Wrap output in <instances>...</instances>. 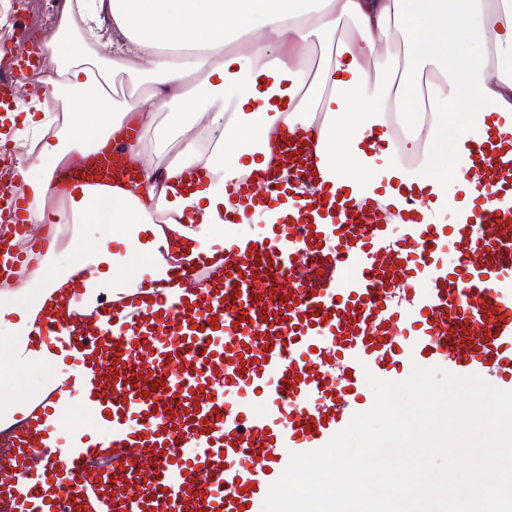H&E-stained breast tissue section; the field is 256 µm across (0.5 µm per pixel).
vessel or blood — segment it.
Here are the masks:
<instances>
[{
  "mask_svg": "<svg viewBox=\"0 0 512 512\" xmlns=\"http://www.w3.org/2000/svg\"><path fill=\"white\" fill-rule=\"evenodd\" d=\"M36 57L0 53V112ZM305 140L277 146L287 181L268 171L231 195L226 222L279 212L266 236L225 240L220 264L174 255L179 290L148 307L122 295L69 325L40 315L31 346L52 337L102 421L56 444L55 404L19 419L0 470L10 512H253L290 453L373 406L368 376L398 382L418 364L512 391V140L471 143L461 223H422L411 206L400 230L376 202L293 196L311 175ZM125 168L111 150L63 179L98 187ZM28 208L18 187L0 191V278L25 269Z\"/></svg>",
  "mask_w": 512,
  "mask_h": 512,
  "instance_id": "vessel-or-blood-1",
  "label": "vessel or blood"
}]
</instances>
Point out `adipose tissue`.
Masks as SVG:
<instances>
[{"mask_svg": "<svg viewBox=\"0 0 512 512\" xmlns=\"http://www.w3.org/2000/svg\"><path fill=\"white\" fill-rule=\"evenodd\" d=\"M335 46L312 67L315 45ZM47 101L7 112L28 137L19 172L31 217L98 227L95 246L72 237L63 270L40 261L28 288L0 289V374L39 371L54 356L28 342L38 315L78 309L98 297L163 288L166 257L224 254L228 188L267 169L270 142L310 133L319 167L336 192L393 208L423 194L424 222L468 209V144L512 135V0H64L43 41ZM98 62V77L88 63ZM127 74L147 96L115 103L100 81ZM507 126L491 129L487 115ZM154 128V149L132 136ZM384 142L365 153L371 132ZM118 148L149 179L95 190L65 186L74 157ZM122 225L124 253L113 252ZM82 279L83 301L68 297Z\"/></svg>", "mask_w": 512, "mask_h": 512, "instance_id": "1", "label": "adipose tissue"}]
</instances>
